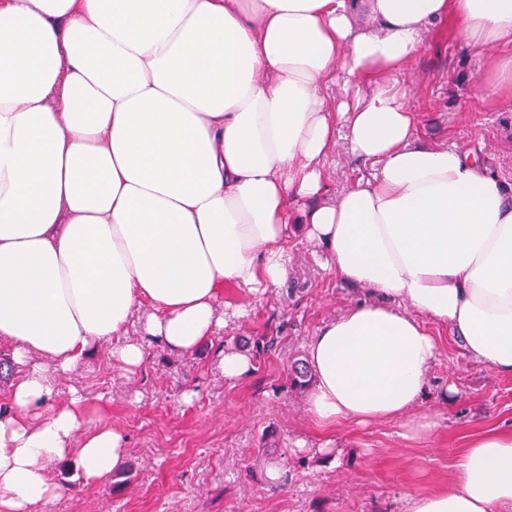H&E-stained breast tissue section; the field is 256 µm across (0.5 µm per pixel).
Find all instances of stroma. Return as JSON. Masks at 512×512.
Masks as SVG:
<instances>
[{
  "label": "stroma",
  "mask_w": 512,
  "mask_h": 512,
  "mask_svg": "<svg viewBox=\"0 0 512 512\" xmlns=\"http://www.w3.org/2000/svg\"><path fill=\"white\" fill-rule=\"evenodd\" d=\"M493 54L459 41L453 24L428 31L413 63L397 74L430 144L472 153L512 189V88L487 99ZM331 195L369 176L370 163L351 155L344 136L323 165ZM321 246L302 236L288 242L284 283L262 293L225 288L226 325L189 354L145 348L143 365L127 371L100 344L74 372L69 388L106 405V418L128 439L125 484L87 483L69 464L54 472L65 494L38 512H404L408 495L447 486L473 435L512 430V377L469 359L448 327L431 324L439 356L419 405L434 416L423 439L402 436L400 423H348L331 439L312 425L305 391L291 388L288 366L327 320L356 302L358 288L324 269ZM272 336L271 353L243 381L224 378L220 351ZM337 448L335 461L319 454ZM278 465L280 477L267 470Z\"/></svg>",
  "instance_id": "35a3bbf8"
}]
</instances>
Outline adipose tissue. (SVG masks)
<instances>
[{
  "label": "adipose tissue",
  "mask_w": 512,
  "mask_h": 512,
  "mask_svg": "<svg viewBox=\"0 0 512 512\" xmlns=\"http://www.w3.org/2000/svg\"><path fill=\"white\" fill-rule=\"evenodd\" d=\"M455 17L512 84V0H0V512L123 471L115 426L58 375L113 340L193 352L225 325L218 296L281 284L294 225L364 299L325 322L304 361L319 427L397 420L410 440L449 326L512 376V194L456 149L420 142L394 80ZM351 99L331 105L337 83ZM346 119L373 171L330 197L321 162ZM141 336L129 337L134 318ZM407 512H512V431L473 437L447 487Z\"/></svg>",
  "instance_id": "1"
}]
</instances>
